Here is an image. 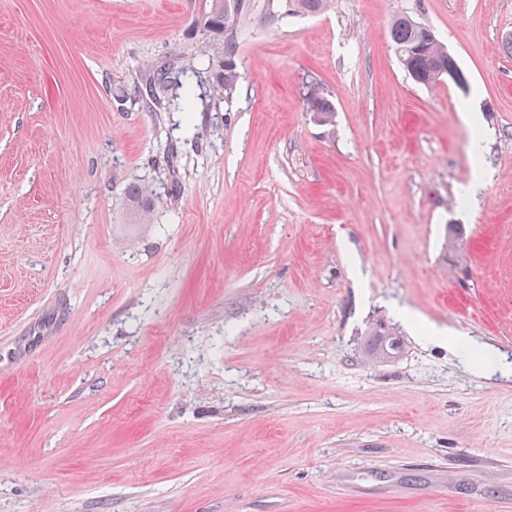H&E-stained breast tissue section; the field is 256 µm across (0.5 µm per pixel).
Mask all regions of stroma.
Returning a JSON list of instances; mask_svg holds the SVG:
<instances>
[{
	"label": "stroma",
	"mask_w": 512,
	"mask_h": 512,
	"mask_svg": "<svg viewBox=\"0 0 512 512\" xmlns=\"http://www.w3.org/2000/svg\"><path fill=\"white\" fill-rule=\"evenodd\" d=\"M205 51L189 0H0V512H512V376L448 342L512 361V0L248 27L182 111L150 65ZM389 34L400 64L417 84L437 86L444 79L439 76V69L447 63L440 73L449 81H455L456 61L433 28L402 14L392 19ZM454 84L462 88L467 84V77L459 66ZM305 101L307 110L313 112L319 122L328 124L332 121L333 105L319 90L309 89L305 94ZM370 338L371 352L376 358L392 359L404 352L405 344L402 335L386 323L376 324L371 330ZM458 349L471 353L478 354L481 362V369L486 373L508 371V365L504 363L502 358L492 349L484 344L478 343L472 338L464 336H454L452 341Z\"/></svg>",
	"instance_id": "stroma-1"
}]
</instances>
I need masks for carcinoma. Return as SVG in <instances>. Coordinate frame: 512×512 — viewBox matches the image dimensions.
Returning <instances> with one entry per match:
<instances>
[{
	"label": "carcinoma",
	"mask_w": 512,
	"mask_h": 512,
	"mask_svg": "<svg viewBox=\"0 0 512 512\" xmlns=\"http://www.w3.org/2000/svg\"><path fill=\"white\" fill-rule=\"evenodd\" d=\"M193 27L206 35L209 47L206 74L209 92L231 94L239 79L240 43L249 25L273 26L299 14L317 15L324 12L329 0H191ZM390 39L398 60L415 82L435 87L442 80L439 69L448 63V49L435 30L405 14L390 23ZM177 70L176 84L186 86L184 109L190 108L194 96L192 79L200 78L198 68L187 63L175 67L168 61L155 66L157 84L168 88L172 70ZM306 108L321 123L332 121L334 108L319 90L311 88L305 94ZM129 207L138 220L150 211L151 199L143 189L133 186L128 191ZM371 352L379 359H392L404 352L405 344L395 328L380 322L370 333Z\"/></svg>",
	"instance_id": "obj_1"
}]
</instances>
